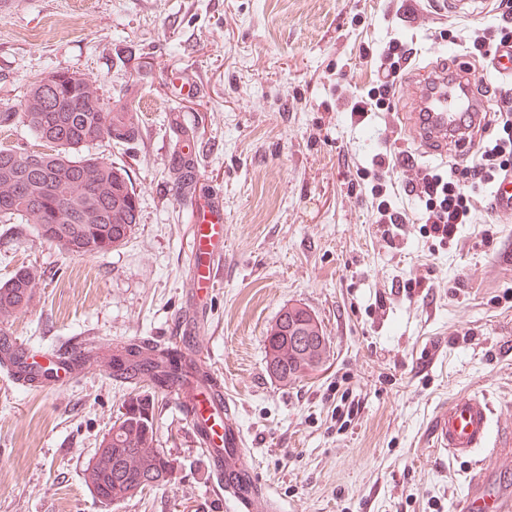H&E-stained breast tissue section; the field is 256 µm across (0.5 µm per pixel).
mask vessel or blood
I'll list each match as a JSON object with an SVG mask.
<instances>
[{
	"mask_svg": "<svg viewBox=\"0 0 512 512\" xmlns=\"http://www.w3.org/2000/svg\"><path fill=\"white\" fill-rule=\"evenodd\" d=\"M436 10L454 16L479 13L480 0H432ZM469 62L452 69L430 66L423 69L407 92L419 107L409 120V132L418 153L425 158L448 162L451 158L472 154L483 134V114L489 102L480 90L479 79L468 76ZM495 211L512 217V175L497 182L493 189ZM224 238V212L220 207L203 208L197 217L192 242V270L197 292L206 294L218 284L219 268L215 264L217 246ZM188 419L193 431H206L208 459L221 465L212 473L215 489H222L224 455L241 454L243 434L233 415L223 423L204 426L197 413ZM433 448L453 459H467L472 470L460 498V512H512V490L508 489L496 468L497 457L512 450V425L495 422L494 406L489 397L475 392L455 394L440 406L431 422ZM246 486L238 500L244 512H273L274 505L261 492L262 482L255 468L240 470Z\"/></svg>",
	"mask_w": 512,
	"mask_h": 512,
	"instance_id": "1",
	"label": "vessel or blood"
}]
</instances>
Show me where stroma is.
<instances>
[{
  "mask_svg": "<svg viewBox=\"0 0 512 512\" xmlns=\"http://www.w3.org/2000/svg\"><path fill=\"white\" fill-rule=\"evenodd\" d=\"M10 0L0 10V106L37 78L68 69L105 103L136 108L131 145L89 154L124 167L141 219L128 243L68 258L17 219L0 224V282L21 265L42 278L25 313L0 334L38 364L85 340L166 342L196 309V356L212 365L246 439L244 452L279 512H454L470 465L431 448L438 403L485 393L512 423V219L466 224L442 243L421 202L391 171L403 217L380 224L356 175L376 156L411 150L398 114L351 111L376 78L363 57L392 39L414 43L413 78L454 21L461 37L493 13L450 19L419 0ZM197 91L181 95L177 80ZM198 146L200 184L224 209V274L194 303L192 202L169 171L182 135ZM322 320L326 358L286 384L266 371L264 336L281 309ZM96 364L33 389L0 372V512H108L83 473L131 395ZM157 445L180 469L167 486L109 512H235L209 480L207 459L170 394L155 395Z\"/></svg>",
  "mask_w": 512,
  "mask_h": 512,
  "instance_id": "35a3bbf8",
  "label": "stroma"
}]
</instances>
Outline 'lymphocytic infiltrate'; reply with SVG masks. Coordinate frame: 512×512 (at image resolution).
<instances>
[{
  "label": "lymphocytic infiltrate",
  "instance_id": "1",
  "mask_svg": "<svg viewBox=\"0 0 512 512\" xmlns=\"http://www.w3.org/2000/svg\"><path fill=\"white\" fill-rule=\"evenodd\" d=\"M506 43H512V0H498L496 24L470 39L468 49L474 58L485 59ZM416 54L411 45L390 41L379 55L376 85L354 103V111H392L398 80ZM484 93L491 102L485 118L498 128L500 136L491 143L480 142L479 162L451 163L444 175L417 171L406 176L407 191L424 205V224L430 235L442 242L454 240L458 225L473 224L480 215L492 214L494 206L487 189L512 172V86L490 84Z\"/></svg>",
  "mask_w": 512,
  "mask_h": 512
}]
</instances>
